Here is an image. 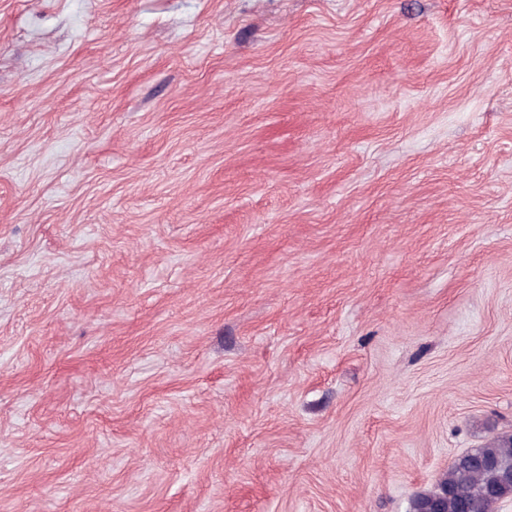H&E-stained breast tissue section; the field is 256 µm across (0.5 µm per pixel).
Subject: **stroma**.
<instances>
[{"label":"stroma","instance_id":"obj_1","mask_svg":"<svg viewBox=\"0 0 512 512\" xmlns=\"http://www.w3.org/2000/svg\"><path fill=\"white\" fill-rule=\"evenodd\" d=\"M512 435V0H0V512H408Z\"/></svg>","mask_w":512,"mask_h":512}]
</instances>
